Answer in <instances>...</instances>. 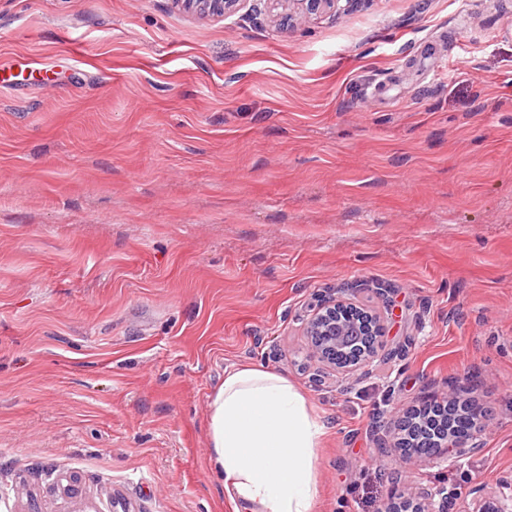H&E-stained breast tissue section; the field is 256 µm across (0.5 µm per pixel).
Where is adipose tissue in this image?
<instances>
[{"mask_svg":"<svg viewBox=\"0 0 512 512\" xmlns=\"http://www.w3.org/2000/svg\"><path fill=\"white\" fill-rule=\"evenodd\" d=\"M326 425L285 376L237 367L210 403L214 470L236 512H315L317 453Z\"/></svg>","mask_w":512,"mask_h":512,"instance_id":"adipose-tissue-1","label":"adipose tissue"}]
</instances>
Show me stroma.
I'll return each instance as SVG.
<instances>
[{"mask_svg":"<svg viewBox=\"0 0 512 512\" xmlns=\"http://www.w3.org/2000/svg\"><path fill=\"white\" fill-rule=\"evenodd\" d=\"M8 62L0 512H235L208 404L237 366L326 424L317 512L512 469V0H357L284 32L267 0H0ZM353 282L383 346L314 385L304 319ZM466 380L481 451L379 453L374 422ZM176 2L188 11L225 16L235 11L242 0H176Z\"/></svg>","mask_w":512,"mask_h":512,"instance_id":"stroma-1","label":"stroma"}]
</instances>
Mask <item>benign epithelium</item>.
<instances>
[{
    "label": "benign epithelium",
    "instance_id": "1",
    "mask_svg": "<svg viewBox=\"0 0 512 512\" xmlns=\"http://www.w3.org/2000/svg\"><path fill=\"white\" fill-rule=\"evenodd\" d=\"M346 5H341V2ZM188 11L208 15L224 16L237 9L242 0H176ZM275 17L290 21L297 15L336 14L347 10L354 0H268ZM307 350L310 358L321 368H330L344 377L356 380L368 374V364L375 350L365 351L347 362H336V354L346 353L354 344V336H383L386 333L384 317L380 314H365L343 293L332 295L319 301L311 310L305 323ZM373 439L379 450L395 455L405 468L413 470L426 463L453 465L463 457L479 451L483 447L486 434L485 418L481 411L473 410L468 428L448 435V442L427 452L405 448L395 434L378 427L372 429ZM474 508L471 512H512V473L499 481L496 495L485 492L482 483L468 488ZM458 495V491L446 486H425L410 489L398 485L392 487L385 512H448V500Z\"/></svg>",
    "mask_w": 512,
    "mask_h": 512
}]
</instances>
